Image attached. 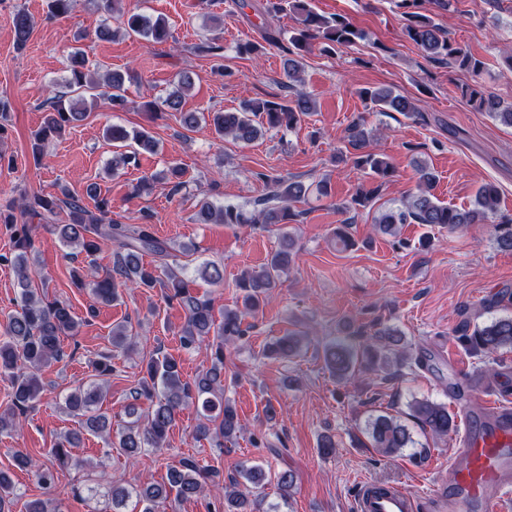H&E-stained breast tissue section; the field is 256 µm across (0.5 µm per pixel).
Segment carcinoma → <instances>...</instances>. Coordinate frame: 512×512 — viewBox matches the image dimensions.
Returning <instances> with one entry per match:
<instances>
[{
  "label": "carcinoma",
  "mask_w": 512,
  "mask_h": 512,
  "mask_svg": "<svg viewBox=\"0 0 512 512\" xmlns=\"http://www.w3.org/2000/svg\"><path fill=\"white\" fill-rule=\"evenodd\" d=\"M74 0H47L48 14L52 18H65L73 8ZM120 0H96L98 11L116 16L118 29L127 36H134L152 44H163L171 38L167 21L161 16H152L136 9L123 10L118 7ZM424 0H399L404 9L406 24L404 34L413 41L431 60H437L466 71L479 72V62L471 53L455 46L450 39L439 34L438 27L430 16L423 13ZM289 12L296 16L297 27L288 37L286 47L288 58L284 60V76L287 79L291 98L279 100L254 99L234 110L194 112L183 110L184 100L194 86L193 73L179 74L173 90L162 100L141 103L142 111L155 118L159 106L172 113L181 127L192 131L205 122L218 138L230 137L235 141L251 143L264 132L277 129L288 131L301 122L302 117L315 111L313 98L298 90L301 82L302 63L298 56L309 51L318 42L324 48L334 49L349 46L362 38V32L344 15L325 16L316 12L309 0H284ZM34 17L24 10L15 12L13 17L14 38L18 48L25 47L34 28ZM462 94L476 109L487 112L501 124L512 127V103L478 85H467ZM361 95L380 112H400L414 116L418 109L413 101L395 93L390 88L364 89ZM101 98L108 101L113 109L127 105L125 77L118 71L105 74L97 82L89 75L88 59L80 47L72 48L67 58V75L60 84V90L47 97L42 109L44 117L36 133L32 152L35 159L43 156L49 140L62 136L66 128L86 116V99ZM107 141L116 150L112 151L109 167L118 172L139 165V155L153 153L156 140L145 129L129 131L112 124L104 132ZM372 134L366 128L364 119H354L345 130L344 141L355 150L353 168L377 182V185H360L351 197L346 211L358 210L371 205L377 197L380 186L393 176L394 169L388 159L369 150ZM418 185L415 194L397 207L379 212L374 218V228L379 234L395 237L400 234L403 224H428L456 230L469 224H485L495 213L498 190L491 183H483L477 189L474 204L459 209L443 204L432 193L435 175L425 165L417 166ZM185 171L178 164L144 176L134 185V193L141 194L153 188L157 180L170 186V194L176 195L187 188ZM272 190L267 197L258 201L253 212L238 205H215L207 199L198 202L196 220L200 224H225L229 226L252 224L267 228L278 224L298 221L300 214L293 204L304 198L311 186L292 177L271 179ZM87 194L94 200V209H89L79 195L65 187L52 194H34L19 204L20 213L46 219L64 211L68 220L65 224H52L51 230L58 233L63 245L72 249L73 259L83 255L88 266L83 274L76 275L80 288L91 291L96 302L110 305L117 301L120 290L129 286L151 290L160 288L167 298L178 303L185 312V322L180 330V345L187 351L201 347L211 350L210 367L200 372L193 381L182 379L181 364L172 355L160 351L146 363L138 386L132 391V398L151 401V408L143 417L136 409L130 414L136 419L118 434L117 447L135 458L146 447H163L167 434L174 425L176 415L182 407L193 404L213 427L201 425L196 437H207L213 433L224 443L232 444L242 430L236 407L224 398V346L245 336L249 326L245 325L247 315L255 312L269 293L279 286L282 277L288 273L295 260L294 239L285 233L282 242L265 263L247 268L237 279V288L242 292V308L224 310L221 322H216L211 301L194 292L196 280L218 286L224 282V269L204 263L197 269L198 278L187 274L188 264L176 260L174 244L155 234L152 228L153 215H142L140 224H123L110 216V202L101 195V189L92 186ZM12 205L0 208V222L14 226V254L0 257L11 264L17 274L19 287V309L8 316L3 338L0 339V374L10 378L12 400L9 407L0 410V433L17 427V419L40 398L43 384L39 371L53 362L64 358L62 341L78 335L84 320L77 317L70 305L60 299H47L44 292L34 285V271L27 254L33 245L31 228L17 223ZM112 247V269L101 276L98 274L95 255L105 247ZM150 256L152 260L144 261ZM380 343L356 344L333 341L323 348V359L328 369L340 380L350 379L356 366L366 363L378 371H388L402 363L405 357L402 333L385 327L374 333ZM112 347L127 354L135 344L129 337L127 326L112 325L110 330ZM467 349L478 354L492 355L501 350H512V316L493 319L474 327L471 333H463ZM301 334L290 332L281 338L271 352L282 357H293L300 351ZM95 380L76 386L65 398V410L81 419V429L63 436L50 455L59 467L82 466L83 461L72 453L73 448L86 432L94 436L111 437L112 422L101 411L109 387L108 376L112 375V354H106L96 362ZM411 418L421 430L435 438L446 439L457 430L454 417L444 403L428 399L418 400L411 405ZM365 434L371 446L389 456L413 444L407 425L399 419L378 415L367 421ZM15 465L33 472L37 482L45 488L52 487L58 478L53 467H43L30 455L17 451L13 456ZM237 476L229 479L224 486L223 512H251L249 495L251 489L261 485L265 479L262 469L242 462L237 466ZM218 476V472L199 464L190 457L181 459L169 469L168 483L150 484L141 489L112 485L107 492L112 503V512H121L131 497H136L139 512H157L163 505L198 497L207 490V482Z\"/></svg>",
  "instance_id": "carcinoma-1"
}]
</instances>
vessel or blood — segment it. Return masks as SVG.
Returning a JSON list of instances; mask_svg holds the SVG:
<instances>
[{"label":"vessel or blood","mask_w":512,"mask_h":512,"mask_svg":"<svg viewBox=\"0 0 512 512\" xmlns=\"http://www.w3.org/2000/svg\"><path fill=\"white\" fill-rule=\"evenodd\" d=\"M451 489L418 495L400 484L378 480L358 483L354 512H501L512 500V411L493 412L481 433L465 434L454 455Z\"/></svg>","instance_id":"obj_1"}]
</instances>
